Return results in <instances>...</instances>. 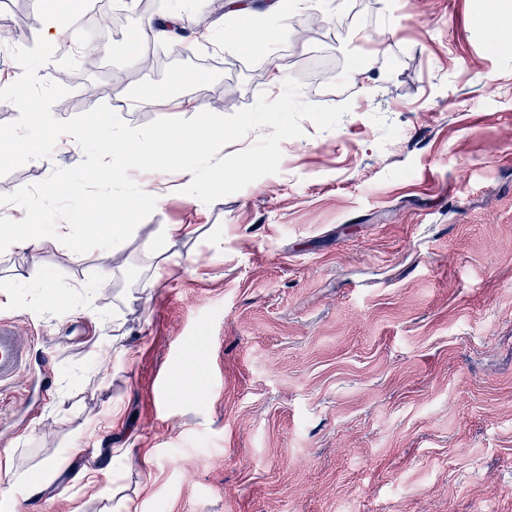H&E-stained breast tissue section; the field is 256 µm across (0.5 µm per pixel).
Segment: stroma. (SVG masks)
Here are the masks:
<instances>
[{
    "label": "stroma",
    "mask_w": 512,
    "mask_h": 512,
    "mask_svg": "<svg viewBox=\"0 0 512 512\" xmlns=\"http://www.w3.org/2000/svg\"><path fill=\"white\" fill-rule=\"evenodd\" d=\"M212 2L163 12L193 43L174 68L130 64L131 5L96 68L83 43L38 74L71 73L69 116L105 104L132 126L227 85L239 110L276 98V72L352 109L331 131L303 121L277 174L209 205L180 173L131 171L162 195L108 257L0 246V320L35 338L0 393V486L65 461L8 512H512V42L482 0H291L282 21L272 0ZM42 7L0 0V77L21 73L2 33L37 35ZM311 15L325 32L297 40ZM258 22L266 50L211 41ZM316 61L344 93L307 79ZM155 90L187 104L145 103ZM82 159L58 140L0 194Z\"/></svg>",
    "instance_id": "obj_1"
}]
</instances>
